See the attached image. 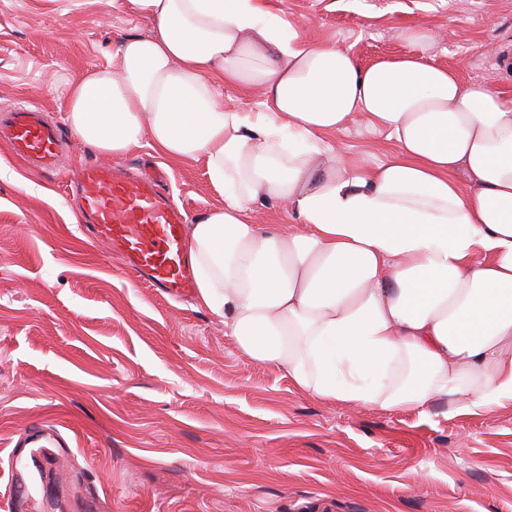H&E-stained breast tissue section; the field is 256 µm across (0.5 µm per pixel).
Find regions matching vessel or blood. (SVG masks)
Listing matches in <instances>:
<instances>
[{
	"label": "vessel or blood",
	"instance_id": "obj_1",
	"mask_svg": "<svg viewBox=\"0 0 512 512\" xmlns=\"http://www.w3.org/2000/svg\"><path fill=\"white\" fill-rule=\"evenodd\" d=\"M16 157L41 171L55 172L68 145L63 131L49 122L41 107L23 104L0 114V129ZM86 223L97 241L122 253L130 270L152 287L176 297L193 287L186 261L184 217L156 181L90 163L77 175ZM9 512H27L29 493L18 473L6 488Z\"/></svg>",
	"mask_w": 512,
	"mask_h": 512
}]
</instances>
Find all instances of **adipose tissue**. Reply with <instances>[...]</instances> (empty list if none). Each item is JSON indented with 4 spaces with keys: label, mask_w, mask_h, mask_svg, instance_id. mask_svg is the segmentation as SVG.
<instances>
[{
    "label": "adipose tissue",
    "mask_w": 512,
    "mask_h": 512,
    "mask_svg": "<svg viewBox=\"0 0 512 512\" xmlns=\"http://www.w3.org/2000/svg\"><path fill=\"white\" fill-rule=\"evenodd\" d=\"M153 28L69 80L66 121L108 159L149 142L223 198L186 247L195 301L248 357L349 406L452 414L512 404V92L408 52L359 66L262 0H131ZM260 109H225L224 89ZM387 160L337 154L355 115ZM278 202L288 230L254 223ZM252 221L256 224H292L293 220L286 218L274 201H259L251 212Z\"/></svg>",
    "instance_id": "1"
}]
</instances>
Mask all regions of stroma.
Returning a JSON list of instances; mask_svg holds the SVG:
<instances>
[{"instance_id":"1","label":"stroma","mask_w":512,"mask_h":512,"mask_svg":"<svg viewBox=\"0 0 512 512\" xmlns=\"http://www.w3.org/2000/svg\"><path fill=\"white\" fill-rule=\"evenodd\" d=\"M270 11L361 66L405 54V29L464 84L512 88V0H270ZM150 31L131 0H0V110L43 107L60 123L68 77L112 62ZM337 153L385 160L386 132L357 117ZM59 174L28 170L0 144V512L16 442L49 429L62 448L23 449L30 512H512V406L426 417L351 408L295 389L245 356L193 297L138 280L88 239ZM131 172L165 169L189 217L221 197L202 162L166 166L147 148Z\"/></svg>"}]
</instances>
